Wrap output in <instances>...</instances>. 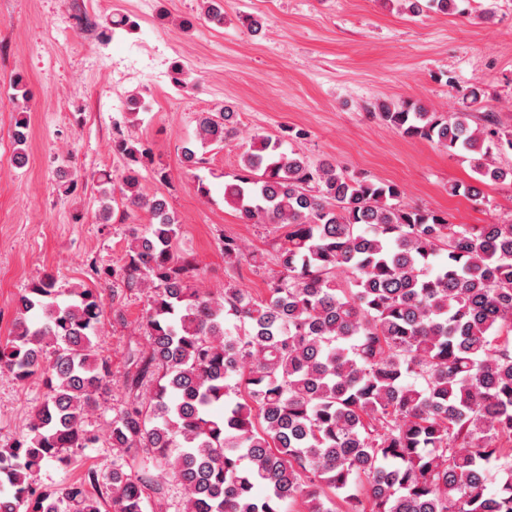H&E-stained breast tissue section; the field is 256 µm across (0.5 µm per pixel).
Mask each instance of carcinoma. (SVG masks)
<instances>
[{"mask_svg": "<svg viewBox=\"0 0 512 512\" xmlns=\"http://www.w3.org/2000/svg\"><path fill=\"white\" fill-rule=\"evenodd\" d=\"M439 114L380 105L395 133L443 147L476 181L512 182V127L481 91ZM145 109L128 102L124 123ZM233 113L200 112L201 148L224 146ZM122 123V124H124ZM116 123L121 205L145 209L112 277L149 290L148 349L132 360L134 397L112 410V470L42 485L99 437L88 414L107 391L97 343L103 307L89 288L45 275L19 295L0 372L42 378L27 431L0 448V512H145L162 485L175 512H512V222L452 224L405 204L394 183L260 136L224 180V204L250 224L287 228L266 295L195 284L180 226L142 186L146 146ZM246 259L224 238V264ZM65 300H60V297ZM96 488L91 493L86 485Z\"/></svg>", "mask_w": 512, "mask_h": 512, "instance_id": "cac0c4a2", "label": "carcinoma"}]
</instances>
